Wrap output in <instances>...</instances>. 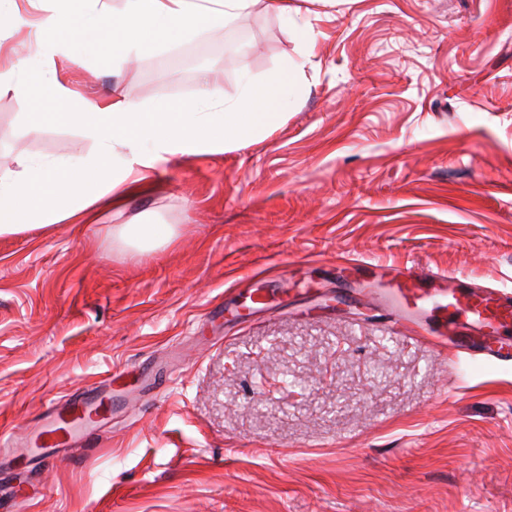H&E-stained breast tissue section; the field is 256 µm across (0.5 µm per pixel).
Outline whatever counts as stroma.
<instances>
[{"mask_svg": "<svg viewBox=\"0 0 512 512\" xmlns=\"http://www.w3.org/2000/svg\"><path fill=\"white\" fill-rule=\"evenodd\" d=\"M290 4L130 75L57 59L90 100L190 99L207 72L233 99L289 58L299 91L270 134L161 165L99 223L0 237V433L35 437L111 369L129 395L56 459L11 461L42 497L16 512H512V363L386 331L340 273L415 262L512 291V0ZM26 102L23 78L0 92V167L91 151ZM124 224L176 235L140 254Z\"/></svg>", "mask_w": 512, "mask_h": 512, "instance_id": "obj_1", "label": "stroma"}]
</instances>
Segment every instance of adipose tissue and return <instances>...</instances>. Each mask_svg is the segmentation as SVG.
I'll return each instance as SVG.
<instances>
[{
    "instance_id": "1",
    "label": "adipose tissue",
    "mask_w": 512,
    "mask_h": 512,
    "mask_svg": "<svg viewBox=\"0 0 512 512\" xmlns=\"http://www.w3.org/2000/svg\"><path fill=\"white\" fill-rule=\"evenodd\" d=\"M54 2L28 27L16 0H0V41L24 29L37 46L35 53L0 65V90L25 75L31 126L78 125L97 151L76 168L22 162L1 170V237L87 223L100 203L121 205L160 164L238 149L284 120L297 84V71L287 63L262 81L246 80L241 97L231 102L219 100V87L205 75L196 98L146 106L120 92L89 101L64 83L53 62L59 55L84 67L105 46L122 55L160 41L176 43L191 31L231 23L255 0H126L118 13L108 0ZM76 196L81 204L71 205ZM120 233L141 253L168 245L174 236L167 224H126Z\"/></svg>"
}]
</instances>
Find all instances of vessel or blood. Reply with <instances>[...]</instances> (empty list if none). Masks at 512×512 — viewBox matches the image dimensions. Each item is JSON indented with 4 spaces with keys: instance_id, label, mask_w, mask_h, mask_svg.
Segmentation results:
<instances>
[{
    "instance_id": "1",
    "label": "vessel or blood",
    "mask_w": 512,
    "mask_h": 512,
    "mask_svg": "<svg viewBox=\"0 0 512 512\" xmlns=\"http://www.w3.org/2000/svg\"><path fill=\"white\" fill-rule=\"evenodd\" d=\"M374 302L398 327L418 337L432 338L450 349L499 362L512 361V293L495 288H464L444 271L415 266L389 269L386 288L376 291ZM98 401L90 391L76 389L62 407H51L39 426L46 443L37 448L43 458L54 457L59 443L50 436L61 414L75 423L67 443L84 440L91 432Z\"/></svg>"
}]
</instances>
